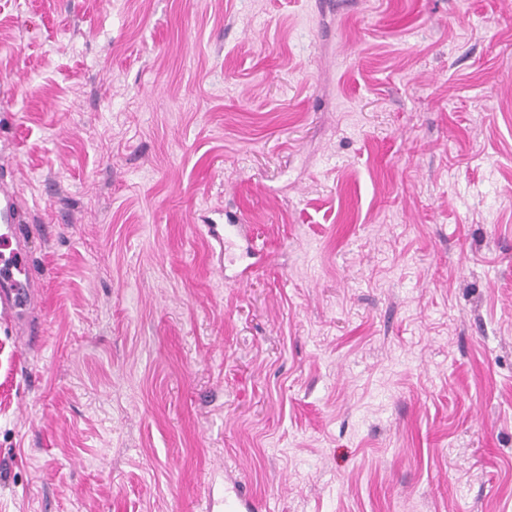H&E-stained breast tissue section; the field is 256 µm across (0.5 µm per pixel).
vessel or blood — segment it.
<instances>
[{"label": "vessel or blood", "instance_id": "vessel-or-blood-1", "mask_svg": "<svg viewBox=\"0 0 512 512\" xmlns=\"http://www.w3.org/2000/svg\"><path fill=\"white\" fill-rule=\"evenodd\" d=\"M20 207L10 188L0 185V237L16 245L7 265L0 268V317L20 326L39 281L25 258V238L17 222Z\"/></svg>", "mask_w": 512, "mask_h": 512}]
</instances>
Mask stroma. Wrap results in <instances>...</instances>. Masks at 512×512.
Returning <instances> with one entry per match:
<instances>
[{
    "instance_id": "stroma-1",
    "label": "stroma",
    "mask_w": 512,
    "mask_h": 512,
    "mask_svg": "<svg viewBox=\"0 0 512 512\" xmlns=\"http://www.w3.org/2000/svg\"><path fill=\"white\" fill-rule=\"evenodd\" d=\"M330 2L0 0V512H512V0ZM20 207L17 198L7 185H0V237L14 241L16 249L3 264L0 275V315L12 326L20 328L29 303L35 299L39 281L24 259L25 237L17 224ZM17 272L15 274V272Z\"/></svg>"
}]
</instances>
